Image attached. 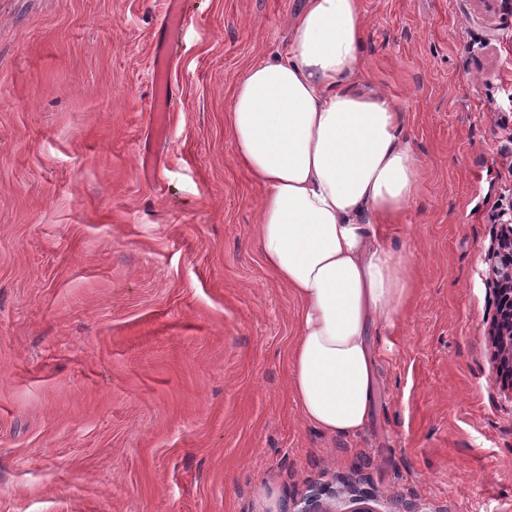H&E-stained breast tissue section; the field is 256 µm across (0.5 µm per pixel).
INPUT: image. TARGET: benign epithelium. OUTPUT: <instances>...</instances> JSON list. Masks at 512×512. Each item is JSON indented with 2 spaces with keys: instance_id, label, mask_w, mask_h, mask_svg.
Wrapping results in <instances>:
<instances>
[{
  "instance_id": "1",
  "label": "benign epithelium",
  "mask_w": 512,
  "mask_h": 512,
  "mask_svg": "<svg viewBox=\"0 0 512 512\" xmlns=\"http://www.w3.org/2000/svg\"><path fill=\"white\" fill-rule=\"evenodd\" d=\"M490 282L496 297L495 321L491 330L494 359L512 388V225H501L497 246L489 258Z\"/></svg>"
}]
</instances>
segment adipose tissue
Returning <instances> with one entry per match:
<instances>
[{
    "label": "adipose tissue",
    "instance_id": "1",
    "mask_svg": "<svg viewBox=\"0 0 512 512\" xmlns=\"http://www.w3.org/2000/svg\"><path fill=\"white\" fill-rule=\"evenodd\" d=\"M360 0H304L287 50L251 65L227 121L236 156L266 186L257 238L298 302L289 389L318 432L358 436L376 393L369 333L393 326L412 290L391 246L422 165L392 102L360 80Z\"/></svg>",
    "mask_w": 512,
    "mask_h": 512
}]
</instances>
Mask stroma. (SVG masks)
<instances>
[{
	"label": "stroma",
	"instance_id": "obj_1",
	"mask_svg": "<svg viewBox=\"0 0 512 512\" xmlns=\"http://www.w3.org/2000/svg\"><path fill=\"white\" fill-rule=\"evenodd\" d=\"M362 79L423 166L386 238L410 302L377 328L364 433L304 420L297 303L263 264L264 188L225 123L302 0H183L167 130L165 0H0V512H512V392L488 252L512 203V11L361 0ZM169 49L170 44L167 52L165 53V43L161 44L158 49V56L156 57L153 71L155 87L153 89V101L151 103L150 112H154L155 125L161 133H164L167 128V112H170L173 100V88L171 83L168 81L166 74V55Z\"/></svg>",
	"mask_w": 512,
	"mask_h": 512
}]
</instances>
